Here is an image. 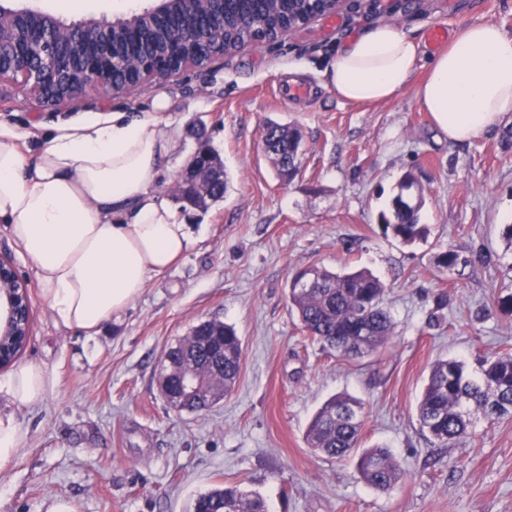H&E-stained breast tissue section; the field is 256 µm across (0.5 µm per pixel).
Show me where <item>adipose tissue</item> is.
<instances>
[{
    "instance_id": "adipose-tissue-1",
    "label": "adipose tissue",
    "mask_w": 512,
    "mask_h": 512,
    "mask_svg": "<svg viewBox=\"0 0 512 512\" xmlns=\"http://www.w3.org/2000/svg\"><path fill=\"white\" fill-rule=\"evenodd\" d=\"M420 53L417 39L380 24L350 40L327 81L343 100L384 103L408 86ZM416 97L449 141L485 135L512 112V34L491 20L464 25ZM20 141L0 128V222L32 262L56 321L94 335L197 240L188 215L156 192L160 166L180 152L178 128L149 112L116 114L61 129L31 165ZM45 389L37 366L0 376L13 406L39 404Z\"/></svg>"
}]
</instances>
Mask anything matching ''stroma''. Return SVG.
<instances>
[{"instance_id":"35a3bbf8","label":"stroma","mask_w":512,"mask_h":512,"mask_svg":"<svg viewBox=\"0 0 512 512\" xmlns=\"http://www.w3.org/2000/svg\"><path fill=\"white\" fill-rule=\"evenodd\" d=\"M75 23L112 17L107 0L64 9L58 0H0ZM490 19L512 32V0H345L271 46L246 45L163 86L145 83L109 97L97 91L46 108L0 84V125L23 137L34 162L59 128L153 111L181 133V155L163 164L158 191L176 203L175 182L201 144L229 178L223 200L194 211L203 237L96 336L58 325L33 265L0 223V258L26 283L31 334L18 364L41 367V404L14 409L23 440L0 465V512H186L200 491L238 485L259 492L268 512H512V419L476 418L471 437L441 448L417 421L432 365L449 357L478 375L483 359L512 354V112L466 143L449 141L416 98L360 105L337 97L323 76L352 38L393 23L422 44V79L432 29L454 33ZM308 88L287 103L273 90ZM299 128L295 176L277 177L262 149L267 122ZM413 175L428 227L403 243L379 222L397 185ZM445 251L456 266H437ZM366 269L384 284L394 331L377 357L351 361L302 331L288 284L301 269ZM204 320L235 327L243 344L234 391L211 410L177 412L161 396L164 351ZM364 405L361 445L385 446L403 476L389 491L368 486L354 459H330L305 434L330 397Z\"/></svg>"}]
</instances>
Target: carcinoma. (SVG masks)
Wrapping results in <instances>:
<instances>
[{"instance_id":"obj_1","label":"carcinoma","mask_w":512,"mask_h":512,"mask_svg":"<svg viewBox=\"0 0 512 512\" xmlns=\"http://www.w3.org/2000/svg\"><path fill=\"white\" fill-rule=\"evenodd\" d=\"M329 0H191L179 5L158 29L154 37L138 48L140 57H157L168 48L167 32L174 28L185 37H193L197 27H207L211 42L229 55L240 46L269 37L283 28H298L308 14L330 9ZM72 70L65 73L55 89L67 95L82 81L86 46H71ZM300 130L276 123L266 126L263 149L282 177H293L299 168ZM222 178L212 202L224 198L228 180L224 165L214 151H209ZM414 181L406 175L391 201L389 213H381L384 230L405 243L425 235L420 223L421 204L402 208L403 192ZM313 284L298 286V277L290 283L289 298L302 329L326 350L358 360L379 353L391 339L394 323L390 311L382 305L383 284L371 273L344 271L336 273L312 267ZM172 361L190 362L204 380L223 377L224 393L231 392L240 372L242 342L233 326L207 320L192 327L188 336L165 351ZM482 413L489 423L512 418V355L486 359L481 374L475 378L466 365L456 358L436 361L417 406L421 429L428 432L440 447H448L470 436L472 414ZM363 425V404L348 395L332 398L317 412L310 423L306 440L310 448L327 458L344 459L358 454L357 470L365 483L386 491L401 478V470L390 452L382 446L359 449ZM188 512H268L264 497L238 485L214 487L199 492Z\"/></svg>"}]
</instances>
